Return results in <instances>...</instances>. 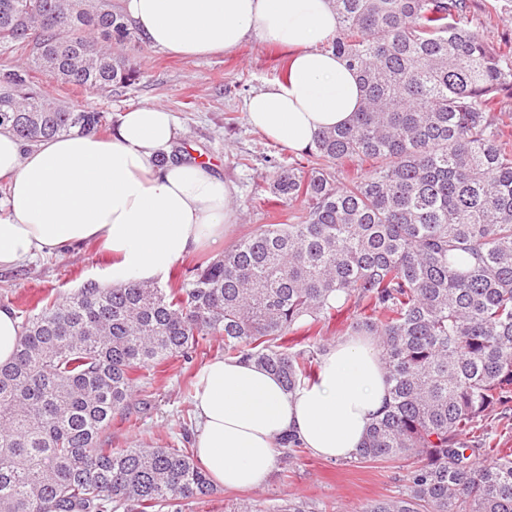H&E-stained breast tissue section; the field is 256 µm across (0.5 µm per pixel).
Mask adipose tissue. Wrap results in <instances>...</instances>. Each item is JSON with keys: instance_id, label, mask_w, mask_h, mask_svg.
I'll return each mask as SVG.
<instances>
[{"instance_id": "ef3b65f1", "label": "adipose tissue", "mask_w": 512, "mask_h": 512, "mask_svg": "<svg viewBox=\"0 0 512 512\" xmlns=\"http://www.w3.org/2000/svg\"><path fill=\"white\" fill-rule=\"evenodd\" d=\"M154 48L189 59L255 39L290 53L282 79L252 93L249 124L293 150L349 124L363 102L355 71L323 44L338 26L332 0H118ZM181 129L164 106L127 108L110 137L59 135L29 145L0 126V268L76 245L113 257V284L150 282L235 223L234 188L209 162L173 158ZM389 394L376 341L345 336L322 356L314 382L287 391L249 360L215 357L194 394L192 446L219 486L253 489L293 434L328 461L353 458Z\"/></svg>"}]
</instances>
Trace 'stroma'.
Instances as JSON below:
<instances>
[{
  "label": "stroma",
  "mask_w": 512,
  "mask_h": 512,
  "mask_svg": "<svg viewBox=\"0 0 512 512\" xmlns=\"http://www.w3.org/2000/svg\"><path fill=\"white\" fill-rule=\"evenodd\" d=\"M469 26L492 45L512 44V0H468ZM140 69L135 84L110 93L79 91L34 72L50 94L68 105L107 113L111 121L128 107L155 103L176 116L182 130L179 150L189 159L209 161L235 188L237 222L224 237L232 247L263 224L285 222L303 209V201L283 204L267 190L279 166L305 162L304 151L270 141L245 119V101L256 89L280 78L284 56L258 40L232 53L185 59L153 48L147 42L125 46ZM110 258L95 245L74 247L64 255L44 254L0 270V305L21 313L22 305L47 292L69 295L84 283L103 277ZM224 340L207 337L192 359L168 361L161 373L143 380L128 409L117 413L99 439L103 448H183L182 420H195L188 382L198 381L204 365L222 356ZM407 462H329L311 451L293 462L277 460L269 479L246 491L217 488L214 494L189 502L181 512H233L248 505L265 512L281 499H305L316 512H362L371 501L397 495L404 487Z\"/></svg>",
  "instance_id": "stroma-1"
}]
</instances>
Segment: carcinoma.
Returning <instances> with one entry per match:
<instances>
[{"mask_svg": "<svg viewBox=\"0 0 512 512\" xmlns=\"http://www.w3.org/2000/svg\"><path fill=\"white\" fill-rule=\"evenodd\" d=\"M329 49L364 105L276 176L307 202L166 288L86 283L25 310L0 366V512H155L214 491L187 449L99 447L137 384L206 336L293 391L314 349L288 334L355 313L391 399L361 462L412 461L405 489L363 512H512V454L485 432L512 418V46L468 28V0H333ZM141 35L112 0H0V51L102 92L137 80L117 45ZM0 125L26 142L106 130L107 113L49 100L30 67L0 68ZM367 169H362V166ZM272 512H309L289 497Z\"/></svg>", "mask_w": 512, "mask_h": 512, "instance_id": "1", "label": "carcinoma"}]
</instances>
